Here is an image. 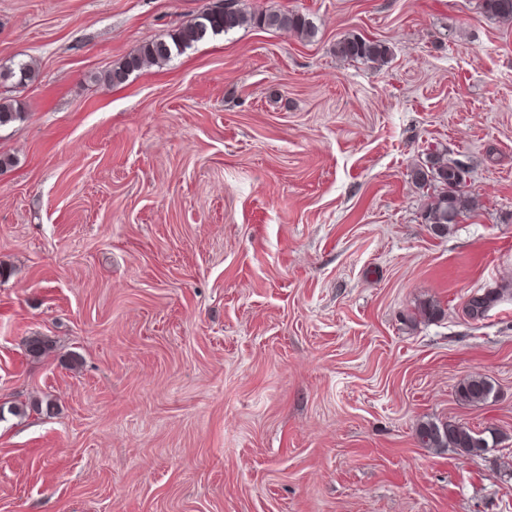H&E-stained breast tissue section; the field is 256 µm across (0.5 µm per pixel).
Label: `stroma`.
Returning <instances> with one entry per match:
<instances>
[{"label": "stroma", "instance_id": "1", "mask_svg": "<svg viewBox=\"0 0 512 512\" xmlns=\"http://www.w3.org/2000/svg\"><path fill=\"white\" fill-rule=\"evenodd\" d=\"M214 0H0V512H512V20L480 0H237L250 23L121 85ZM351 34L380 67L341 58ZM476 207L445 237L411 171ZM432 301L440 317L414 319ZM44 336L49 351L29 356ZM489 378L494 396L455 388ZM498 442L420 447L418 423ZM215 3L202 14L198 21L189 28H184L170 34V40H155L144 44L137 53L129 55L123 61L113 66L106 73V80L111 85H121L127 81L130 74L140 70L147 64H158L168 61L174 53L178 54L189 47L191 43L202 40L208 33L228 34L252 21L257 25L274 30H292L307 38L315 33L313 23L298 12L270 11L258 16H248L234 0H222ZM336 51L344 58L377 65L384 64L390 54V48L385 44L358 35L339 41ZM426 168L419 167L413 171L414 180L424 185L430 180L442 187L430 196V202L423 212L424 224L437 237H445L451 228L459 223L460 217L474 207L472 196L462 191V164L448 162L442 154L432 156ZM505 297L512 299L511 285L508 288H489L471 294L464 303L463 312L472 321H480ZM494 391L493 384L485 376L473 375L456 386V397L463 404L486 402Z\"/></svg>", "mask_w": 512, "mask_h": 512}]
</instances>
